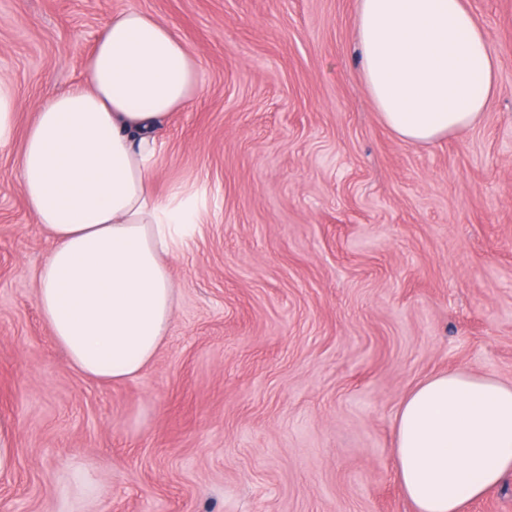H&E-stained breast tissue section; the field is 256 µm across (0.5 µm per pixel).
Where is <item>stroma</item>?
<instances>
[{"label": "stroma", "mask_w": 512, "mask_h": 512, "mask_svg": "<svg viewBox=\"0 0 512 512\" xmlns=\"http://www.w3.org/2000/svg\"><path fill=\"white\" fill-rule=\"evenodd\" d=\"M498 58L481 120L398 138L361 76L359 0H0L19 129L85 80L113 11L190 47L199 93L158 134L153 189L196 195L154 360L68 363L36 301L52 242L0 152V512H414L401 402L448 371L512 384V0H467Z\"/></svg>", "instance_id": "stroma-1"}]
</instances>
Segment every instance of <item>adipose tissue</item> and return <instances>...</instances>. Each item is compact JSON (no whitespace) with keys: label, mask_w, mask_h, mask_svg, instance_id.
I'll return each instance as SVG.
<instances>
[{"label":"adipose tissue","mask_w":512,"mask_h":512,"mask_svg":"<svg viewBox=\"0 0 512 512\" xmlns=\"http://www.w3.org/2000/svg\"><path fill=\"white\" fill-rule=\"evenodd\" d=\"M367 89L400 139L462 132L497 90V57L466 0H360ZM86 83L39 103L26 132L0 76V151L20 147L18 186L52 247L37 303L70 365L96 381L139 375L174 315L169 261L197 220L176 186L151 191L158 131L198 89L188 46L153 15L113 13L85 62ZM394 464L415 512H462L512 475V385L464 372L421 381L394 423Z\"/></svg>","instance_id":"adipose-tissue-1"}]
</instances>
